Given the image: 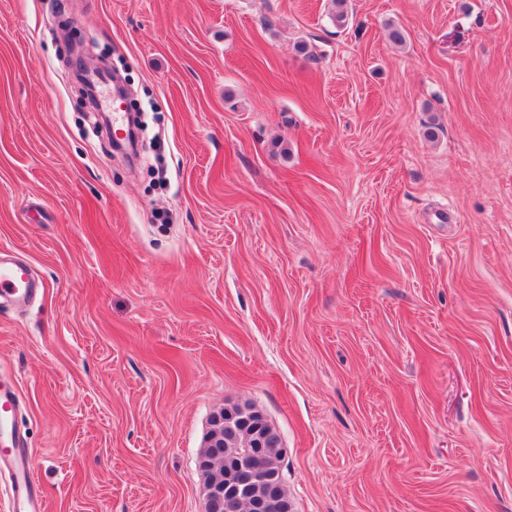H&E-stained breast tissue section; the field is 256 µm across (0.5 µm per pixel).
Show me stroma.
<instances>
[{
  "label": "stroma",
  "instance_id": "35a3bbf8",
  "mask_svg": "<svg viewBox=\"0 0 512 512\" xmlns=\"http://www.w3.org/2000/svg\"><path fill=\"white\" fill-rule=\"evenodd\" d=\"M0 0V381L46 512H204L209 420L293 512H512V0ZM401 27L404 44L390 41ZM119 59L166 169L63 80ZM0 252V298L7 296L17 302H25L35 292V281L26 262L3 258ZM19 407V396L14 384L0 383V418L14 419ZM212 437L204 440L199 468L204 484L224 485L236 477L242 455L253 452L251 461L262 476L248 486L245 497L223 495L207 512H252L254 500L265 504L262 512H292L284 482V448L279 432L248 402L234 403L212 416ZM213 440V441H211Z\"/></svg>",
  "mask_w": 512,
  "mask_h": 512
}]
</instances>
